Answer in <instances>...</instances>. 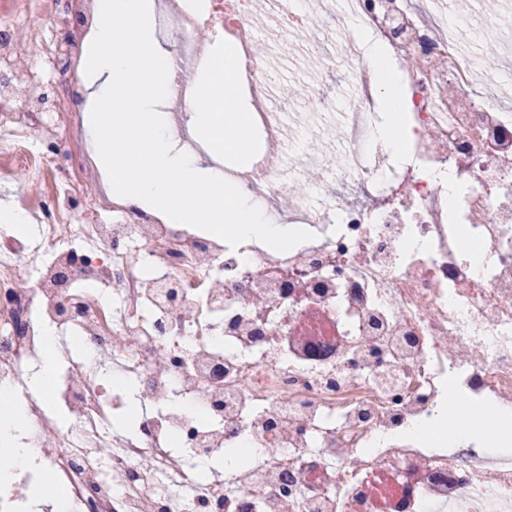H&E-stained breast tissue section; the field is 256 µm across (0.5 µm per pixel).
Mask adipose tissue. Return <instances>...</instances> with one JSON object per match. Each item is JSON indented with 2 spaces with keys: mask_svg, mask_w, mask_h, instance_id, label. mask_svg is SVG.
<instances>
[{
  "mask_svg": "<svg viewBox=\"0 0 512 512\" xmlns=\"http://www.w3.org/2000/svg\"><path fill=\"white\" fill-rule=\"evenodd\" d=\"M366 55L375 65L379 85L389 91L376 135L394 159L399 161L404 157L407 142V130L400 122L406 110V99L403 94L394 92L392 65L380 49L367 45ZM240 69L241 58L229 43L223 44L220 50L209 51L200 60L197 81L200 102L189 111L188 117L191 128L204 140L208 149L240 154L246 148L252 114L249 109L237 104ZM216 96L221 97L222 101L234 102V110L226 113L210 107V99Z\"/></svg>",
  "mask_w": 512,
  "mask_h": 512,
  "instance_id": "ef3b65f1",
  "label": "adipose tissue"
}]
</instances>
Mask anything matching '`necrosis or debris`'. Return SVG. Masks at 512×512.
I'll return each mask as SVG.
<instances>
[{
    "label": "necrosis or debris",
    "instance_id": "1",
    "mask_svg": "<svg viewBox=\"0 0 512 512\" xmlns=\"http://www.w3.org/2000/svg\"><path fill=\"white\" fill-rule=\"evenodd\" d=\"M96 2L0 0V165L42 171L50 218L65 224L34 271L20 261L33 240L0 234V386H23L52 327L134 376L144 414L118 435L93 361L63 368L48 399L68 426L32 403L21 433L0 432V512H31L37 484L71 512H512L511 451L406 433L433 426L451 378L469 404L512 410V108L496 94L500 69L468 49L464 13L338 0L339 19L399 63L410 135L402 163L369 160L376 116L360 85L332 166L310 151L307 118L266 104L255 0H158L178 40L183 109L201 30L243 60L267 149L224 176L259 201L291 196L281 221L313 238L279 252L189 233L119 197L111 216L93 208L73 222L101 182L87 114L41 102L86 81L76 49L99 23ZM22 52L37 68L17 66ZM305 161L320 172L297 195ZM241 443L247 464L203 471Z\"/></svg>",
    "mask_w": 512,
    "mask_h": 512
}]
</instances>
